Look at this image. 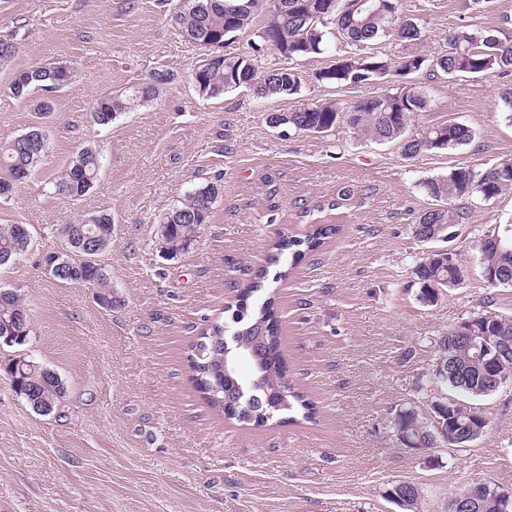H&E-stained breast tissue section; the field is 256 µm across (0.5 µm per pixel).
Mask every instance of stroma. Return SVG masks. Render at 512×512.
<instances>
[{
    "instance_id": "1",
    "label": "stroma",
    "mask_w": 512,
    "mask_h": 512,
    "mask_svg": "<svg viewBox=\"0 0 512 512\" xmlns=\"http://www.w3.org/2000/svg\"><path fill=\"white\" fill-rule=\"evenodd\" d=\"M176 0H0V40L15 43L0 66V141L35 127L48 139L30 178L0 199V224H24L31 246L0 266V289L17 291L33 329L28 353L66 381L68 397L41 415L0 379V512H400L385 497L410 481L424 512H446L475 482L512 487V379L485 397L434 382L432 342L476 313L512 317V286L487 287L475 246L512 224V192L463 202L450 249L464 279L428 306L412 270L426 243L412 224L433 202L423 180L456 166L512 161V118L500 101L512 76L411 75L430 99L416 126L452 119L471 126V145L405 158L394 143L345 127L308 134L266 117L293 109L288 98L239 88L216 99L192 75L205 52L173 14ZM421 31L416 41L385 38L378 54L430 57L448 51L450 28L494 29L512 0H403ZM333 52L298 61L301 99L346 106L380 94L390 80L334 85L315 74ZM67 61L73 83L54 92L52 110L33 106L42 90L9 91L19 67ZM157 70L172 80L159 99L112 123L96 124L98 96L138 84ZM96 147L103 167L81 200L56 192V178L79 146ZM221 190L189 253L164 255L156 232L188 193ZM112 217V309L89 289L45 269L64 250L58 230L80 218ZM337 224L341 231L307 253L287 280H270L281 315L288 368L308 392L316 423L255 427L224 421L194 392L187 345L214 321L238 283L262 265L274 233L289 225ZM468 400L485 415L467 447L410 448L392 426L412 406Z\"/></svg>"
}]
</instances>
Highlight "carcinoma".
I'll return each mask as SVG.
<instances>
[{
  "label": "carcinoma",
  "instance_id": "1",
  "mask_svg": "<svg viewBox=\"0 0 512 512\" xmlns=\"http://www.w3.org/2000/svg\"><path fill=\"white\" fill-rule=\"evenodd\" d=\"M273 7L269 0H180L176 20L189 41L202 47L221 43L251 29L255 18L262 21L259 37L272 50L279 63L258 69L247 56H222L201 65L193 75L196 92L207 98H219L228 90L249 88L260 98L301 95V76L294 63L321 55L329 43L328 25L334 24L342 44L336 47V58L323 68L317 79L321 82L361 84L381 80L388 75L405 77L427 68H437L454 78L462 75L477 77L486 73L506 75L512 72V41L500 37L497 29H475L461 25L448 32V53L429 58L408 54L396 59L368 51V45L393 36L400 40H417L420 30L403 13V0H371L358 6L359 0H277ZM72 66L66 62H51L35 68H19L11 84V92L25 96L36 88L49 91L68 86ZM171 75L163 70L133 89L106 93L93 102V118L107 125L121 112H129L144 102L155 99ZM430 107V101L419 87L406 83L392 92L361 99L343 108L336 102L301 103L289 112H271L267 122L273 127L288 126L297 131L316 133L320 129L334 130L343 125L358 137L383 143L397 142L402 154L415 158L437 151H452L466 146L475 138L472 127L453 120L426 127L416 137L407 136L419 113ZM46 133L35 128L13 140L0 144V198L9 197L33 174L45 150ZM101 156L97 148L80 149L69 167L55 183V190L75 201L84 197L96 184L101 172ZM426 196L438 205L420 213L412 225L414 237L424 242L441 225L463 223L465 213L457 202L481 198L492 200L512 190V161L484 167L459 166L445 175L428 178L421 183ZM219 193L214 184H208L186 195L180 204L169 211L160 223L159 244L171 256L184 255L200 237L210 217L212 203ZM73 240L99 245V252L112 246V217L107 214L81 218L63 227ZM340 231L338 224H321L302 236L280 232L271 244L266 265L258 269L252 281L239 293L238 304L232 314L233 326L213 324L203 329L188 345L186 356L190 382L199 398L212 410L229 419H239V408L256 397L260 406L253 409L250 422L262 427L270 420L297 410L306 422L316 420V404L305 392L288 379L281 321L272 298L248 307L247 301L259 292L266 278L267 268L291 255L292 262L314 251ZM19 224L0 225V265L13 262L29 250ZM479 266L487 286L492 279L512 272V252L493 249L478 251ZM448 264L442 252L432 250L416 264L413 274L420 284L419 299L434 304L440 290L459 286L464 269L459 258ZM71 268L61 283L91 288L100 298L99 305L112 308V285L109 272L97 262V254L86 257L82 252L72 260ZM25 311L22 298L13 293L0 304V333L15 337V345L23 346L21 338L31 336L30 321H19L17 315ZM474 329L493 339L512 341V318L493 316L484 321L473 315L459 323L435 342L432 376L445 387L473 397L486 396L493 389L486 384L485 367L477 351L468 349L457 340L458 328ZM261 329L265 342L260 348L262 371H253L250 377H237V394L224 399V379L217 373L224 360V338L230 334L245 341ZM35 367L18 368L13 360L4 366L10 384L20 389L31 388L43 404L58 408L65 400L68 387L58 382H41L40 370L45 364L33 360ZM437 423L451 436L449 444L467 445L483 433L486 419L475 407L463 403L437 402L432 405ZM394 429L399 438L414 448L432 447L434 427L412 407L401 410ZM387 497L402 512H422V490L410 482L391 484ZM456 497L472 504V512H512L504 510V500L512 499V492L496 484L477 482L468 485Z\"/></svg>",
  "mask_w": 512,
  "mask_h": 512
}]
</instances>
